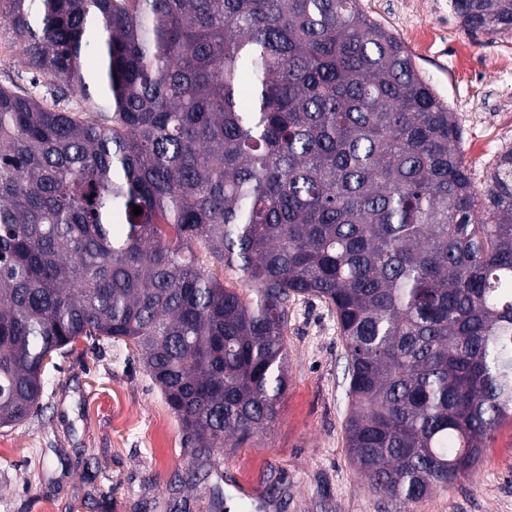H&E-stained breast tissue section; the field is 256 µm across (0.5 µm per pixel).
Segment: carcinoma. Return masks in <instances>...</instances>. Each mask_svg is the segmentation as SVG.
I'll return each instance as SVG.
<instances>
[{
  "label": "carcinoma",
  "mask_w": 512,
  "mask_h": 512,
  "mask_svg": "<svg viewBox=\"0 0 512 512\" xmlns=\"http://www.w3.org/2000/svg\"><path fill=\"white\" fill-rule=\"evenodd\" d=\"M448 13L512 35V0ZM2 35L90 111L0 86V428L40 408L54 353L107 339L210 457L273 421L288 301L312 296L371 489L472 473L512 413V147L478 190L454 113L359 0H0Z\"/></svg>",
  "instance_id": "carcinoma-1"
}]
</instances>
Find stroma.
<instances>
[{"label":"stroma","mask_w":512,"mask_h":512,"mask_svg":"<svg viewBox=\"0 0 512 512\" xmlns=\"http://www.w3.org/2000/svg\"><path fill=\"white\" fill-rule=\"evenodd\" d=\"M394 33L462 128L461 149L483 187L512 146V37L472 36L448 0H360ZM44 89L0 38V85ZM288 387L263 432L200 463L136 350L78 341L45 371L40 409L0 428V512H512V417L477 470L414 502L372 491L346 448L345 346L334 308L288 303Z\"/></svg>","instance_id":"1"}]
</instances>
